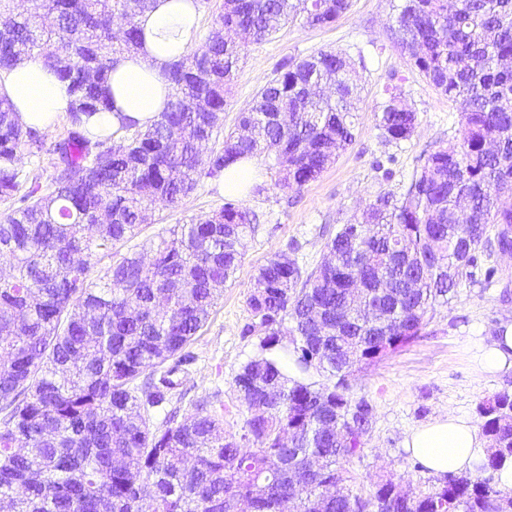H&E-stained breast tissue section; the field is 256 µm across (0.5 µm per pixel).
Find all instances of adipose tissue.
I'll use <instances>...</instances> for the list:
<instances>
[{"mask_svg":"<svg viewBox=\"0 0 512 512\" xmlns=\"http://www.w3.org/2000/svg\"><path fill=\"white\" fill-rule=\"evenodd\" d=\"M140 23L142 46L117 62L110 82L113 107L89 118L90 131L117 128L125 118L145 127L163 112L171 94L163 67L197 41L200 2L154 0ZM0 96L10 100L24 125L41 130L65 115L73 100L67 84L35 60L0 70ZM478 364L483 376L512 371V321H503L498 331L484 338ZM405 446L429 474L439 477L474 470L486 442L469 419L448 412L412 430Z\"/></svg>","mask_w":512,"mask_h":512,"instance_id":"obj_1","label":"adipose tissue"}]
</instances>
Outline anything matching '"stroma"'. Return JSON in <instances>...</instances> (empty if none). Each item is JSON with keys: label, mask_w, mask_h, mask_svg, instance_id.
<instances>
[{"label": "stroma", "mask_w": 512, "mask_h": 512, "mask_svg": "<svg viewBox=\"0 0 512 512\" xmlns=\"http://www.w3.org/2000/svg\"><path fill=\"white\" fill-rule=\"evenodd\" d=\"M400 0H350L336 23L311 28L301 20L288 23L274 39L249 45L224 108V129L235 127L243 108L274 77L286 57L302 58L320 50L347 52L362 86L356 140L315 181L298 190L278 185L280 174L271 160L257 159L254 188L241 205L257 218L244 259L234 280L226 284L208 322L182 351L173 378L174 389L152 411L155 424L166 413L185 417L204 401L224 410L225 432L239 436L251 413L233 386L239 367L256 352L260 336L249 332L253 318L247 306L252 279L267 258L284 253L303 270L315 269L339 225L348 223L383 194L400 195L427 151L453 145L458 137L455 104L431 87L393 44L390 29ZM398 87L417 115L412 137L395 145L384 141L376 117L386 87ZM224 203L219 184L203 180L178 206L156 204L152 221L119 246V255L140 252L144 243L188 219L217 210ZM495 283L486 286V270ZM512 260L497 253L478 257L471 277L460 279L447 303L438 305L431 323L415 342L377 363L356 370L350 378L354 396L373 407L372 427L363 450L345 467L352 493L369 494L375 482L392 474L404 489H431L434 476L414 466L404 440L414 428L452 412L476 420L478 403L500 391L512 392V372L479 378L476 353L482 338L512 314Z\"/></svg>", "instance_id": "obj_1"}]
</instances>
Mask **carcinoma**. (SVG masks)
Segmentation results:
<instances>
[{
  "label": "carcinoma",
  "mask_w": 512,
  "mask_h": 512,
  "mask_svg": "<svg viewBox=\"0 0 512 512\" xmlns=\"http://www.w3.org/2000/svg\"><path fill=\"white\" fill-rule=\"evenodd\" d=\"M153 0H0V69L38 60L75 101L54 141L22 126L0 99V503L6 512H512L496 474L512 462V393L480 401L487 443L472 473L390 505L394 476L367 498L325 489L365 445L373 407L350 393L361 365L421 336L476 253L512 251V0H401L391 39L458 105L459 137L422 158L398 198L380 196L341 224L328 258L304 272L286 254L261 265L247 297L259 351L233 378L239 395L277 389L241 437L206 403L154 427L150 409L176 383L134 381L179 355L207 323L244 256L254 216L235 200L192 217L89 279L91 260L135 237L156 202L178 204L201 179L241 158H268L279 186L316 180L355 141L359 87L352 60L319 51L285 58L222 134L219 116L247 43L276 36L301 14L336 21L349 0H231L194 52L170 63V101L149 127L129 120L89 136L86 118L110 104L118 57L141 44ZM377 126L409 139L417 116L388 87ZM222 140L204 165V140ZM51 156L44 186L30 165ZM494 236L487 235L489 226ZM291 323V361L275 355ZM314 374L324 383L310 380ZM334 423L335 430L324 429ZM289 435L295 447H281ZM312 456L321 473L305 478Z\"/></svg>",
  "instance_id": "obj_1"
}]
</instances>
